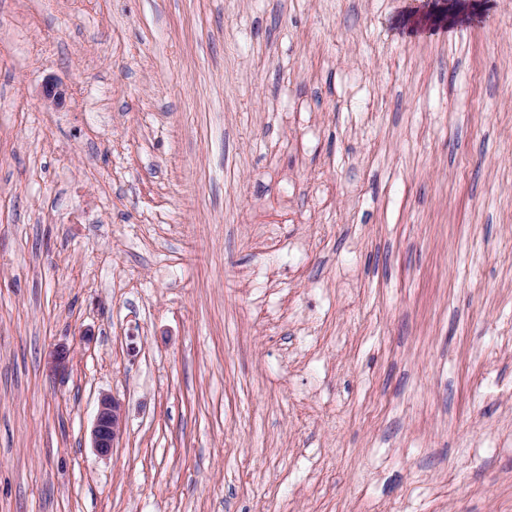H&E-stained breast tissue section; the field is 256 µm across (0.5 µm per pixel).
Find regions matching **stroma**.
<instances>
[{
  "label": "stroma",
  "mask_w": 512,
  "mask_h": 512,
  "mask_svg": "<svg viewBox=\"0 0 512 512\" xmlns=\"http://www.w3.org/2000/svg\"><path fill=\"white\" fill-rule=\"evenodd\" d=\"M0 512H512V0H0ZM123 429V405L111 395H102L91 431L92 446L95 451L100 455L110 454L116 447Z\"/></svg>",
  "instance_id": "35a3bbf8"
}]
</instances>
